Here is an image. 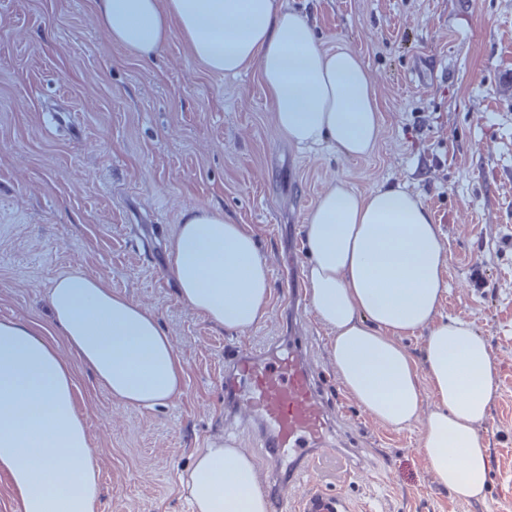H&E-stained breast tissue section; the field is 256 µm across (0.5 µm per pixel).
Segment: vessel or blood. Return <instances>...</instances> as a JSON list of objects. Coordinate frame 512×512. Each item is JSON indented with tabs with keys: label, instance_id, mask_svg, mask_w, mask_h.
<instances>
[{
	"label": "vessel or blood",
	"instance_id": "1",
	"mask_svg": "<svg viewBox=\"0 0 512 512\" xmlns=\"http://www.w3.org/2000/svg\"><path fill=\"white\" fill-rule=\"evenodd\" d=\"M224 388L237 415L266 441L273 467L289 464L292 479L316 471L320 454L331 451L338 431L318 375L302 347L276 342L271 348L235 350ZM281 512H350L342 494L312 484L298 501L278 485Z\"/></svg>",
	"mask_w": 512,
	"mask_h": 512
}]
</instances>
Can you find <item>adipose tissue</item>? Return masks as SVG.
Instances as JSON below:
<instances>
[{
  "mask_svg": "<svg viewBox=\"0 0 512 512\" xmlns=\"http://www.w3.org/2000/svg\"><path fill=\"white\" fill-rule=\"evenodd\" d=\"M114 44L147 58L179 30L213 73H260L277 127L297 144L325 143L345 159L379 136L368 69L352 50L321 49L312 29L278 0H97ZM311 301L330 331L329 355L345 389L380 423L423 424V451L438 483L482 498L488 450L479 428L494 395L495 364L472 324L437 319L444 246L417 197L389 186L367 194L336 182L305 228ZM169 273L180 301L228 330L264 320L267 263L254 234L221 208L186 210ZM51 324L111 396L152 408L179 396L185 369L157 315L80 274L57 278ZM427 329L423 361L403 336ZM436 408L421 415V386ZM75 375L44 330L0 321V472L18 512H100V471L75 411ZM191 512H268L251 458L213 443L179 475Z\"/></svg>",
  "mask_w": 512,
  "mask_h": 512,
  "instance_id": "adipose-tissue-1",
  "label": "adipose tissue"
}]
</instances>
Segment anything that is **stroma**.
I'll return each mask as SVG.
<instances>
[{"mask_svg":"<svg viewBox=\"0 0 512 512\" xmlns=\"http://www.w3.org/2000/svg\"><path fill=\"white\" fill-rule=\"evenodd\" d=\"M281 2L322 49L366 64L380 114L369 156L290 143L259 73L209 71L179 31L144 59L112 43L97 0H0V320L50 327L54 280L80 273L153 311L183 359L181 396L132 409L55 337L101 470V512H190L178 474L224 436L229 352L281 336L306 337L358 450L365 475L347 481L332 456L319 472L358 512H512V0ZM339 180L417 195L439 227L447 292L437 316L470 321L496 366L480 427L484 498L439 486L420 424L398 430L363 410L336 374L328 329L288 300L291 267L309 261L308 214ZM209 207L248 227L268 265L269 313L245 331L189 310L168 274L183 212Z\"/></svg>","mask_w":512,"mask_h":512,"instance_id":"obj_1","label":"stroma"}]
</instances>
